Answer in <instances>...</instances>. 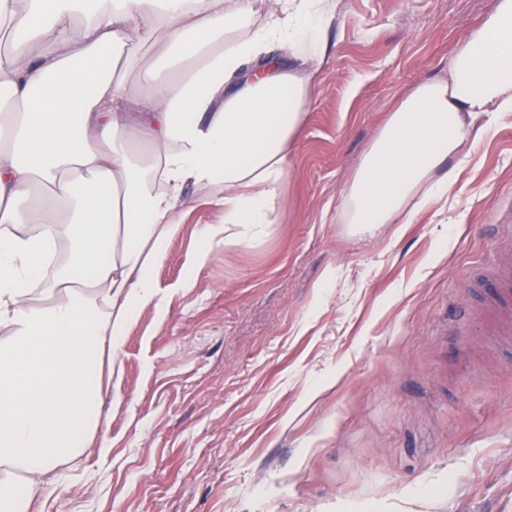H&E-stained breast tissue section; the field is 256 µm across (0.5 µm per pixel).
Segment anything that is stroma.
Segmentation results:
<instances>
[{
    "instance_id": "stroma-1",
    "label": "stroma",
    "mask_w": 512,
    "mask_h": 512,
    "mask_svg": "<svg viewBox=\"0 0 512 512\" xmlns=\"http://www.w3.org/2000/svg\"><path fill=\"white\" fill-rule=\"evenodd\" d=\"M496 0H338L280 223L216 245L194 188L104 395L99 438L39 512H512V114L448 213L355 233L341 194L392 105L446 77Z\"/></svg>"
}]
</instances>
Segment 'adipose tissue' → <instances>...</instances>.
I'll use <instances>...</instances> for the list:
<instances>
[{
	"mask_svg": "<svg viewBox=\"0 0 512 512\" xmlns=\"http://www.w3.org/2000/svg\"><path fill=\"white\" fill-rule=\"evenodd\" d=\"M335 0H0V505L37 491L103 419L105 365L155 301L154 267L184 191L220 242L281 220L290 161L318 92ZM156 61L142 63L145 48ZM149 87L130 111L127 73ZM512 112V0L457 48L447 77L390 111L341 196L372 234L447 202L480 114Z\"/></svg>",
	"mask_w": 512,
	"mask_h": 512,
	"instance_id": "1",
	"label": "adipose tissue"
}]
</instances>
